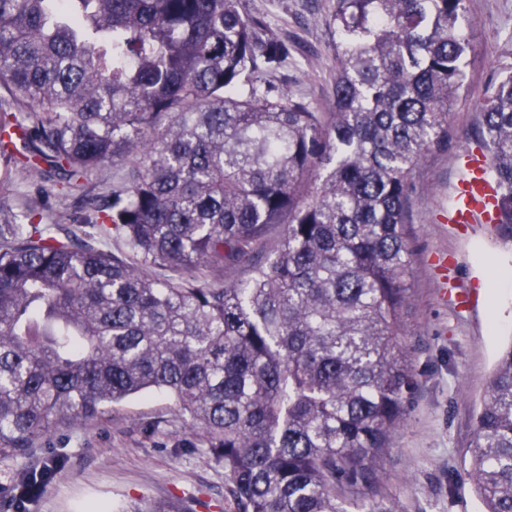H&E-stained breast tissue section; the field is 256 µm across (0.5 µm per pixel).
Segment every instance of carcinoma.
<instances>
[{
    "mask_svg": "<svg viewBox=\"0 0 512 512\" xmlns=\"http://www.w3.org/2000/svg\"><path fill=\"white\" fill-rule=\"evenodd\" d=\"M464 13L336 0L335 107L315 112L268 80L292 47L241 0H0V157L34 188L0 200V463L163 392L235 512H395L378 482L415 384L413 178L448 149ZM481 115L512 225V71ZM70 197L81 238L51 219ZM469 452L485 512H512V347ZM50 478L26 470L7 495L21 509Z\"/></svg>",
    "mask_w": 512,
    "mask_h": 512,
    "instance_id": "obj_1",
    "label": "carcinoma"
}]
</instances>
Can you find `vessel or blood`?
I'll return each mask as SVG.
<instances>
[{
	"instance_id": "1",
	"label": "vessel or blood",
	"mask_w": 512,
	"mask_h": 512,
	"mask_svg": "<svg viewBox=\"0 0 512 512\" xmlns=\"http://www.w3.org/2000/svg\"><path fill=\"white\" fill-rule=\"evenodd\" d=\"M499 219V195L485 156L462 153L448 205L449 223L495 224Z\"/></svg>"
}]
</instances>
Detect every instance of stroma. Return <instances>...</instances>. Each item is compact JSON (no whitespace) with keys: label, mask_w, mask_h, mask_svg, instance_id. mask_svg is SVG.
<instances>
[{"label":"stroma","mask_w":512,"mask_h":512,"mask_svg":"<svg viewBox=\"0 0 512 512\" xmlns=\"http://www.w3.org/2000/svg\"><path fill=\"white\" fill-rule=\"evenodd\" d=\"M336 0H242L293 53L270 77L313 111L335 105ZM471 50L465 91L449 115L448 150L426 156L410 211L409 333L416 387L380 474L397 512H483L467 471L472 413L512 344V230L448 223L456 160L476 148L489 84L512 69V0H465ZM155 392L54 430L37 455L52 480L26 512H147L170 499L224 512V468Z\"/></svg>","instance_id":"1"}]
</instances>
